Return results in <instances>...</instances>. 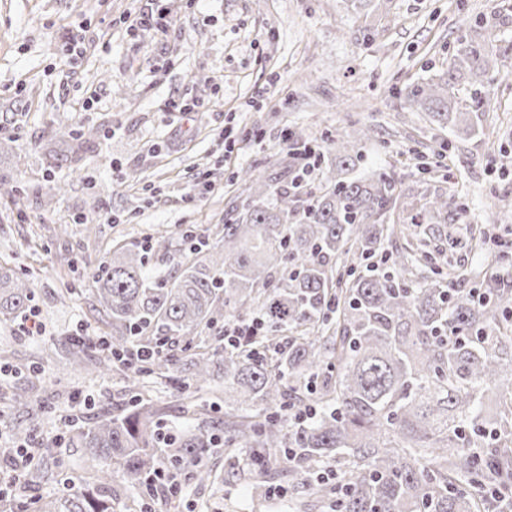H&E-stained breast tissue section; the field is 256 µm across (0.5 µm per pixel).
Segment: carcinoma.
Returning a JSON list of instances; mask_svg holds the SVG:
<instances>
[{
  "label": "carcinoma",
  "mask_w": 512,
  "mask_h": 512,
  "mask_svg": "<svg viewBox=\"0 0 512 512\" xmlns=\"http://www.w3.org/2000/svg\"><path fill=\"white\" fill-rule=\"evenodd\" d=\"M344 2L369 38L365 19L390 0ZM499 25L494 13L460 30L448 66L400 90L405 105L457 139L474 136L471 114L494 108L487 85L512 59V42L489 44ZM373 133L363 125L312 150L294 132L270 173H237L244 197L225 210L220 250L201 238L174 250L159 234L117 247L89 275L112 335L72 340L67 361L98 345L101 371L160 378L179 397L221 380L224 420L204 403L195 428L166 427L140 392L117 414L71 419L69 444L97 482L38 499V512H114L123 489L150 490L168 469L213 482L202 462L221 439L229 454L259 450L262 476L293 456L290 472L328 512H489L493 489L512 491V299L492 271L467 290L443 273L431 239L451 202L435 191L417 208L393 176L361 171L359 143ZM411 224L430 228L376 265L382 241ZM149 251L173 253L172 271L147 275ZM32 299L0 265V318L25 316ZM230 305L262 318L263 335L239 347L222 334L198 342ZM133 348L153 356L128 366L120 357ZM489 404L502 406L499 418L483 415ZM311 409L313 419L287 426Z\"/></svg>",
  "instance_id": "obj_1"
}]
</instances>
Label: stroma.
<instances>
[{
  "mask_svg": "<svg viewBox=\"0 0 512 512\" xmlns=\"http://www.w3.org/2000/svg\"><path fill=\"white\" fill-rule=\"evenodd\" d=\"M174 27L168 35L132 29L146 0H0V263L28 281L41 333L0 322V350L11 366L29 369L41 385L28 408L13 406L18 379L0 377V417L33 429L53 448L49 468L21 493L19 512H37L36 498L58 496L86 476L80 449L63 439L65 420L120 408L128 375L63 371L48 354L73 336H105L88 279L113 248L159 232L184 229L209 245L224 236V210L240 196L233 172L265 170L289 130L319 140L375 134L360 145L363 169L401 176L411 192L438 190L465 214L448 227L445 255L462 285L495 255L512 254V212L490 206L512 196V166L494 160L493 144L512 136V60L490 87L496 101L479 132L450 141L421 112L404 108L399 90L445 64L459 28L476 16L512 8V0H393V19L363 42L342 0H161ZM195 101L173 112L174 98ZM92 133L76 164L52 165L63 133ZM450 143L444 165L419 174L422 157ZM210 170V190L197 177ZM25 193L8 198L6 184ZM62 191L46 200L47 186ZM98 226L87 237L84 222ZM69 297H62L66 285ZM95 400V409L80 398ZM216 480L186 482L193 512H287L272 491L277 478L254 479L249 454L223 450L205 458Z\"/></svg>",
  "mask_w": 512,
  "mask_h": 512,
  "instance_id": "obj_1",
  "label": "stroma"
}]
</instances>
